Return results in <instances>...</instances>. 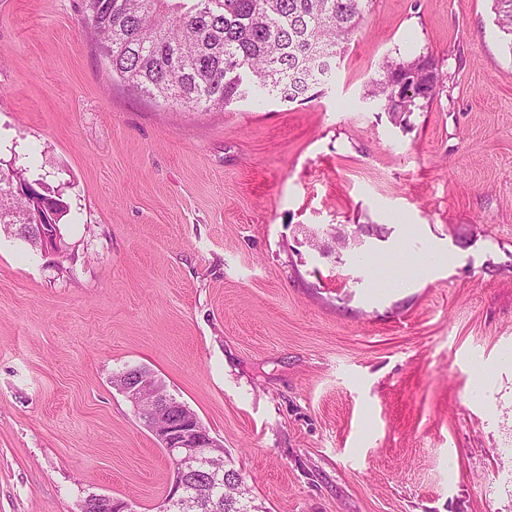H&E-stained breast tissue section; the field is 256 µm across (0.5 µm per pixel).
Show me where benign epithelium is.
<instances>
[{
    "instance_id": "7a95c632",
    "label": "benign epithelium",
    "mask_w": 512,
    "mask_h": 512,
    "mask_svg": "<svg viewBox=\"0 0 512 512\" xmlns=\"http://www.w3.org/2000/svg\"><path fill=\"white\" fill-rule=\"evenodd\" d=\"M363 232L381 236L380 232L374 229L366 230L359 225L344 240L336 237V232L329 227L322 232L315 229L307 230V241L323 253L329 255L334 252L339 255ZM322 234L331 238L336 248L333 249L320 242ZM123 380L124 383L121 385L123 394L138 410L147 428L157 438L174 470L180 475V478L174 481L167 498L158 505L159 512H181L192 500L189 493L191 478L196 475L211 480L219 478V472L212 469V462L220 452V448L208 431L202 427L195 412L187 409L174 396L161 390L155 391V399L163 409L161 414L141 407L139 369H128L123 375ZM80 512H130V506L109 495L95 494L82 500Z\"/></svg>"
}]
</instances>
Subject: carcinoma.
Wrapping results in <instances>:
<instances>
[{"instance_id":"1","label":"carcinoma","mask_w":512,"mask_h":512,"mask_svg":"<svg viewBox=\"0 0 512 512\" xmlns=\"http://www.w3.org/2000/svg\"><path fill=\"white\" fill-rule=\"evenodd\" d=\"M371 0H86L83 18L112 78L157 103L187 109L269 95L294 102L321 85L329 61L344 55ZM497 23L512 36V0H495ZM442 74L431 56L385 60L370 95L394 114L431 102ZM38 205L12 193L0 177V224L41 245L46 210L59 199L34 194ZM224 479L199 478L188 512H249L241 474L216 458Z\"/></svg>"}]
</instances>
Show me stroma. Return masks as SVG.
I'll use <instances>...</instances> for the list:
<instances>
[{"label":"stroma","mask_w":512,"mask_h":512,"mask_svg":"<svg viewBox=\"0 0 512 512\" xmlns=\"http://www.w3.org/2000/svg\"><path fill=\"white\" fill-rule=\"evenodd\" d=\"M80 0H0V173L68 205L0 232V512H158L173 470L114 374L161 379L267 512H512V37L494 0H372L317 96L159 105ZM433 55L394 119L384 59ZM375 224L342 262L309 228ZM451 264L442 265L438 255ZM416 258L404 285L385 259ZM492 374L476 387L474 361ZM381 77L372 84L370 95L383 101L387 112L394 115L413 112L417 100L430 103L439 93L442 74L432 56H419L412 60H385L381 65ZM414 82L416 94L405 96V88ZM95 510V511H91ZM82 512H128L131 511L128 503L112 498L109 495L93 494L86 497L80 504Z\"/></svg>","instance_id":"35a3bbf8"}]
</instances>
